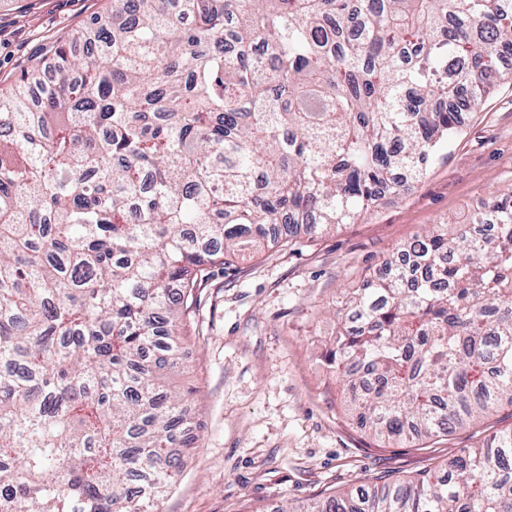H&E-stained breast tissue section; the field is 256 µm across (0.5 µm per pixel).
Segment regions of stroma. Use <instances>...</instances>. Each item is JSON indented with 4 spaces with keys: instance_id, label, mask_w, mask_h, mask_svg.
Here are the masks:
<instances>
[{
    "instance_id": "1",
    "label": "stroma",
    "mask_w": 512,
    "mask_h": 512,
    "mask_svg": "<svg viewBox=\"0 0 512 512\" xmlns=\"http://www.w3.org/2000/svg\"><path fill=\"white\" fill-rule=\"evenodd\" d=\"M110 0H0V88L105 14ZM465 128L402 198L354 224L211 268L189 312L188 368L177 378L199 407L198 446L161 512H269L354 492L377 477L410 479L447 464L512 406L446 435L376 441L345 415L321 364L334 330L327 310L425 228L454 225L512 186V81L495 79Z\"/></svg>"
}]
</instances>
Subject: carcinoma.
<instances>
[{"instance_id":"1","label":"carcinoma","mask_w":512,"mask_h":512,"mask_svg":"<svg viewBox=\"0 0 512 512\" xmlns=\"http://www.w3.org/2000/svg\"><path fill=\"white\" fill-rule=\"evenodd\" d=\"M512 64V0H112L0 89V512H159L196 447L209 269L409 193ZM336 299L324 355L384 441L512 405V187ZM302 512H512V429Z\"/></svg>"}]
</instances>
